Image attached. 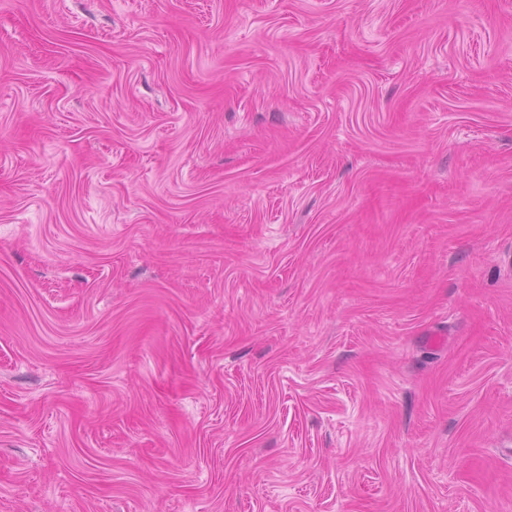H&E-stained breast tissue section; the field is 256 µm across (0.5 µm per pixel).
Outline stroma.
<instances>
[{
    "mask_svg": "<svg viewBox=\"0 0 512 512\" xmlns=\"http://www.w3.org/2000/svg\"><path fill=\"white\" fill-rule=\"evenodd\" d=\"M0 512H512V0H0Z\"/></svg>",
    "mask_w": 512,
    "mask_h": 512,
    "instance_id": "1",
    "label": "stroma"
}]
</instances>
